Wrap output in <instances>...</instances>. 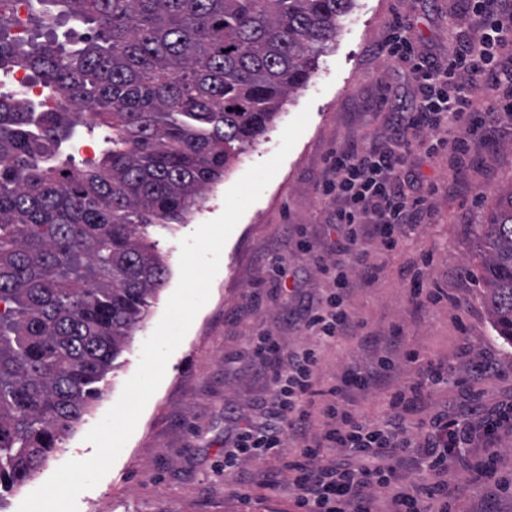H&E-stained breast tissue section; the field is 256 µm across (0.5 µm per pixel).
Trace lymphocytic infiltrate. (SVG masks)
Masks as SVG:
<instances>
[{
	"instance_id": "1",
	"label": "lymphocytic infiltrate",
	"mask_w": 512,
	"mask_h": 512,
	"mask_svg": "<svg viewBox=\"0 0 512 512\" xmlns=\"http://www.w3.org/2000/svg\"><path fill=\"white\" fill-rule=\"evenodd\" d=\"M466 2L475 27L444 63L417 54L407 24L394 18L382 50L389 59L409 63L416 88L412 107L396 113L390 146H351L331 161L334 177L323 192L342 204L336 210V259L322 270L332 277L334 290L324 305L308 308L305 321L319 343H340L364 327L346 303L364 236L394 251L401 248L406 227L432 215L430 189L408 193L401 187L407 155L423 146L445 149L458 167H467L472 136L492 133L512 119V0ZM402 345L400 331H393L387 354L368 365H347L325 388L318 384L316 349L285 358L270 338L254 345L255 361L269 369L273 382L268 419L263 426L245 427L237 448L247 457L278 460V468L265 472L262 482L272 487L286 482L297 512H374L376 487L389 491L386 512H449L455 498L448 489L453 468L484 482L490 495L512 496V483L498 474L496 452L501 430L512 429V400L493 411L481 400L480 385L496 374V363L462 347L468 375L457 382L458 400L421 420L422 434L414 439L406 417L416 411L424 389L445 377L431 364L416 382L399 385L391 352ZM369 388L386 394L384 417L377 424L345 406L349 392ZM316 412L326 424L320 435L310 431ZM326 448L334 449V456L323 457ZM409 471L419 480L408 486Z\"/></svg>"
}]
</instances>
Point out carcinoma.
Listing matches in <instances>:
<instances>
[{"label":"carcinoma","mask_w":512,"mask_h":512,"mask_svg":"<svg viewBox=\"0 0 512 512\" xmlns=\"http://www.w3.org/2000/svg\"><path fill=\"white\" fill-rule=\"evenodd\" d=\"M353 2L24 0L23 20L0 0V77L42 88L0 92V502L83 420L165 284L146 229L183 223L258 141ZM70 21L87 32L65 44ZM81 125L109 134L80 167L59 156ZM479 243L512 345V189ZM3 80L5 82H3ZM12 84L20 94H27L28 96H37L38 87L35 86L29 76L28 71L23 68L17 69L12 75ZM10 79L2 78L0 91L10 92L13 90Z\"/></svg>","instance_id":"obj_1"}]
</instances>
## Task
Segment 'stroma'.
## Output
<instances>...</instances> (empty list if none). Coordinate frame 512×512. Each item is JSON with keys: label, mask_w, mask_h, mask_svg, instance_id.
<instances>
[{"label": "stroma", "mask_w": 512, "mask_h": 512, "mask_svg": "<svg viewBox=\"0 0 512 512\" xmlns=\"http://www.w3.org/2000/svg\"><path fill=\"white\" fill-rule=\"evenodd\" d=\"M397 12L409 19L415 51L442 60L458 44L448 36V14L458 16L459 32L472 23L463 0H355L353 9L340 18L332 48L319 58L309 82L284 99L267 131L231 165L223 181L206 192L185 223L150 228V240L167 261L166 284L104 380L102 398L64 440L63 451L7 494L0 512H18L23 499L60 465L93 455L85 436L134 375L142 344L178 284L180 240L221 214L226 191L251 166L272 157L284 127L306 109V130L229 236L221 254L224 278L192 335L169 359L164 386L145 408L137 431L110 471L77 500L78 512H292L287 492L260 480L268 461L245 462L256 481L244 499L227 482L224 457L232 451L240 427L259 421L272 391L270 379L252 361V337H274L287 355L316 342L305 331L304 320L307 306L320 304L328 295L329 281L319 268L335 258L333 215L338 202L319 192L332 177L329 156L350 144L385 143L393 113L409 111L415 97L408 64L392 62L377 50ZM406 168L435 186V219L406 228L404 246L396 251L365 239L373 278L353 291L351 309L375 335L386 336L401 327L406 347L418 354L414 362L395 355L402 385L415 381L430 361L460 377L461 346L492 355L500 374L484 382L482 391L487 408H497L512 397V345L497 336L482 303L478 224L497 197L512 189V131L503 126L492 139L476 143L465 171L456 170L445 150L431 155L415 151ZM459 181L466 185L465 193L454 192ZM425 254L433 261L424 268L420 258ZM279 258L286 269L282 277L274 271ZM417 268L427 287L442 294L441 301L419 312L409 298L410 278ZM287 294L292 297L288 303L283 300ZM378 354V349L359 346L357 340L343 341L323 349L320 375L331 380L347 364L365 365Z\"/></svg>", "instance_id": "35a3bbf8"}]
</instances>
